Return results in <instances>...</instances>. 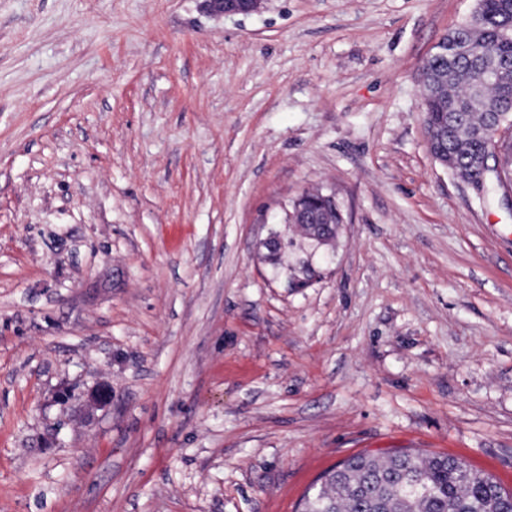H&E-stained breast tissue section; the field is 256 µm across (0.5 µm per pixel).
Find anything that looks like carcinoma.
<instances>
[{
    "label": "carcinoma",
    "mask_w": 512,
    "mask_h": 512,
    "mask_svg": "<svg viewBox=\"0 0 512 512\" xmlns=\"http://www.w3.org/2000/svg\"><path fill=\"white\" fill-rule=\"evenodd\" d=\"M459 37L470 52L449 66L428 64L423 112L430 124L456 113L457 122L448 124L446 139L433 150L448 155V168L470 181L479 176L476 162L493 128L512 123L511 78L473 85L489 62L512 74V0H478L473 16L446 35L450 42ZM303 512H512V495L456 459L421 451L358 454L310 489Z\"/></svg>",
    "instance_id": "carcinoma-1"
}]
</instances>
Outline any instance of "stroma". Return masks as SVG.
Returning a JSON list of instances; mask_svg holds the SVG:
<instances>
[{
	"mask_svg": "<svg viewBox=\"0 0 512 512\" xmlns=\"http://www.w3.org/2000/svg\"><path fill=\"white\" fill-rule=\"evenodd\" d=\"M475 7L0 0V512H300L360 453L512 473V182L431 155L420 85ZM308 189L343 222L273 276ZM205 7L215 14H249L260 10L264 0H205Z\"/></svg>",
	"mask_w": 512,
	"mask_h": 512,
	"instance_id": "stroma-1",
	"label": "stroma"
}]
</instances>
